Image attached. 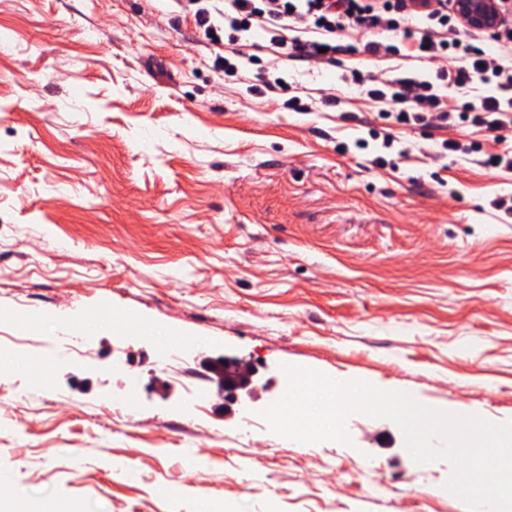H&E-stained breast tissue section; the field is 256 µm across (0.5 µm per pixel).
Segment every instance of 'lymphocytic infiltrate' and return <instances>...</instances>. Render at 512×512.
<instances>
[{
  "label": "lymphocytic infiltrate",
  "instance_id": "f902f5d3",
  "mask_svg": "<svg viewBox=\"0 0 512 512\" xmlns=\"http://www.w3.org/2000/svg\"><path fill=\"white\" fill-rule=\"evenodd\" d=\"M194 6L197 29L214 45H237L241 35L261 30L271 49L285 57H303L317 63L335 62L343 47L337 37L360 34L363 53L408 54L435 64L433 79L371 78L367 97L385 104L384 116L399 126L423 127L430 121L446 125L483 127L494 141L512 133V58L492 56L485 41L512 42V27L473 30L460 38L462 23L453 0H224L226 36H218L208 8ZM304 25L312 37H294L295 25ZM454 88L463 101L449 105L446 88Z\"/></svg>",
  "mask_w": 512,
  "mask_h": 512
}]
</instances>
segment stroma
<instances>
[{
	"label": "stroma",
	"mask_w": 512,
	"mask_h": 512,
	"mask_svg": "<svg viewBox=\"0 0 512 512\" xmlns=\"http://www.w3.org/2000/svg\"><path fill=\"white\" fill-rule=\"evenodd\" d=\"M183 6L0 0V512H465L388 419L300 448L260 412L289 364L512 421V177L441 147L499 144L383 120L350 71L434 67L353 35L225 78ZM222 364H224V383L221 387L222 390L224 389V398L235 400L237 392L251 384L255 370L251 365L234 357L224 356Z\"/></svg>",
	"instance_id": "35a3bbf8"
}]
</instances>
